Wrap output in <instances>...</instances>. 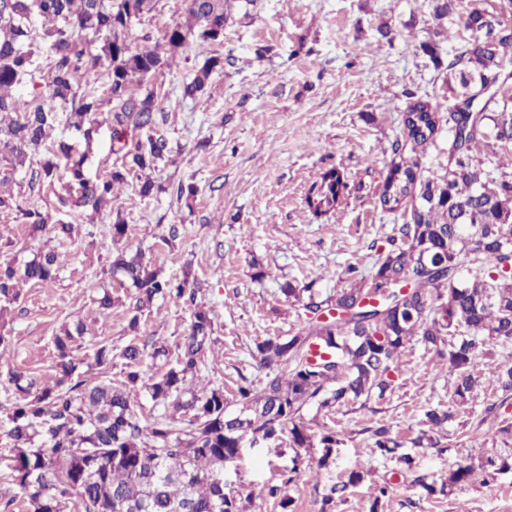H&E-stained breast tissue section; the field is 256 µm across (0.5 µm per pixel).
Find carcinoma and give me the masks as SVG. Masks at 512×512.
<instances>
[{"label":"carcinoma","mask_w":512,"mask_h":512,"mask_svg":"<svg viewBox=\"0 0 512 512\" xmlns=\"http://www.w3.org/2000/svg\"><path fill=\"white\" fill-rule=\"evenodd\" d=\"M159 0H0V212L14 215L34 232L49 230L72 237L76 225L54 217L14 194L20 171L30 188L60 187L55 212L102 215L114 189L132 180L142 198L153 193L149 172L171 153L158 134L134 138L157 125L160 44L133 47L128 32L149 17ZM230 0H187L186 19L168 29L169 49L193 39L209 45L224 41ZM437 27L421 45L440 55L444 20L456 15L469 39L452 50L443 85L451 100L465 97L482 82H495L502 65L512 62V22L484 7L485 0L459 11L460 0H432ZM49 59L44 90L24 97L20 88L34 81L41 52ZM224 66L210 57L184 86L183 96L203 91L212 71ZM140 94H135V91ZM456 129L448 141V167H421L419 153L433 142L439 120ZM74 133L72 142L48 141L59 125ZM103 124L121 164L103 177L86 173L87 152ZM44 151L35 162L33 156ZM379 188L381 209L397 213L388 248L378 253L370 271L350 264L346 286L321 297L290 283L282 291L303 306L323 313L337 308L347 317L325 323L305 321L286 339L269 337L256 346L254 359L266 370L260 386L237 389L236 413L219 385L192 391L212 343V310L196 303L199 290L190 274L164 276L141 252L119 253L111 271L134 288L129 331H139L142 312L158 299L184 300L193 306L188 333L176 345L174 363L163 374L145 378L139 370L145 345L135 338L122 349L129 371L117 384L91 383V365H112V345L94 344L93 363L78 359L83 325L63 327L53 338L52 386L17 370L8 371L14 399L5 434L15 492L0 497V512H245L240 491L224 488V463L240 458L245 446L267 444L288 435L293 448L323 449L320 469L329 467L342 439L334 431H311L302 421L307 406L330 411L362 397H383L393 384L390 374L401 364L408 345L420 343L446 362L454 377L451 405L425 412L427 429L416 442L437 446L445 424L465 408L475 387L486 380L512 392V355L480 374L474 373L476 349L490 340L512 341V257L500 253L512 241V80L496 96L467 114L439 112L418 98L402 117L400 137ZM345 173L325 170L305 198L315 215L347 204ZM63 263L61 254L40 251L21 266L0 262V319L20 299L19 283L48 287ZM413 283L405 296L400 287ZM145 391L169 411L149 420L137 408ZM373 447L393 453L400 447L389 428L372 432ZM352 472L330 487L328 498L343 496L363 481ZM487 483L479 466L460 464L440 484L425 485L428 494L446 493L463 484Z\"/></svg>","instance_id":"1"}]
</instances>
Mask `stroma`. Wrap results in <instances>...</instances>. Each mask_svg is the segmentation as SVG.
<instances>
[{
    "mask_svg": "<svg viewBox=\"0 0 512 512\" xmlns=\"http://www.w3.org/2000/svg\"><path fill=\"white\" fill-rule=\"evenodd\" d=\"M184 0H159L153 16L134 24L131 46L143 37L161 41L184 21ZM435 21L432 0H234L218 48L194 45L161 51L159 70L167 95L156 127L171 143L169 160L154 173L161 189L140 199L134 185L118 188L114 209L126 226L121 240L101 234L86 215L75 241L42 233L0 212V262L26 261L35 248L64 258L48 288L27 284L7 316L10 336L0 348V431L8 425L12 396L6 372L20 370L55 382L53 338L61 327L84 321L89 330L75 355L91 359L95 342L121 350L131 339V312L122 303L102 312L94 301L103 291L119 293L109 274L113 254L143 251L169 275L190 268L202 283L198 303L214 311L213 342L201 381L223 385L233 397L242 380L265 376L252 354L268 337L295 335L305 316L300 302L281 292L285 284L327 295L341 285L348 265L370 269L387 247L400 218L382 212L374 191L392 159L403 112L412 98L429 97L439 111L448 100L443 73L420 48ZM389 27L382 39L380 27ZM227 58L196 99L181 90L211 54ZM344 169L356 185L345 208L315 216L305 194L318 173ZM192 183V203L179 200L178 183ZM179 236L168 241L170 225ZM264 278H257V271ZM191 310L182 302H159L141 318L140 343L175 348L188 332ZM393 391L385 399L360 400L329 412L303 411L304 423L343 437L330 465L317 469L320 449H294L287 440L243 448L224 468L228 489L251 494L255 512H279L267 490L280 486L294 512H369L377 487L389 485L378 512H512V470L487 484L459 485L430 495L426 483L447 478L459 464L474 466L499 453L502 437L485 420L487 406L512 422V396L482 384L465 410L448 425L440 446H417L425 411L447 403L452 380L432 352L406 350ZM389 427L400 446L384 454L371 432ZM299 468L295 483L282 474ZM364 480L345 495L328 499L331 485L350 471Z\"/></svg>",
    "mask_w": 512,
    "mask_h": 512,
    "instance_id": "obj_1",
    "label": "stroma"
}]
</instances>
